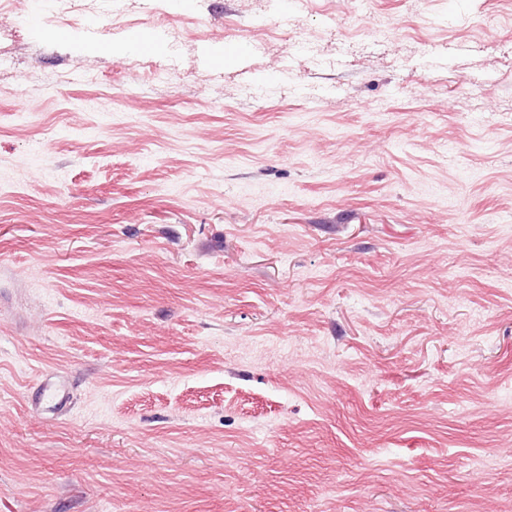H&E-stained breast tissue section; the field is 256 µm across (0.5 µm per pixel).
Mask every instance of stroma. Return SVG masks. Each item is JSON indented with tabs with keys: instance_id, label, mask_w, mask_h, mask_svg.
I'll return each mask as SVG.
<instances>
[{
	"instance_id": "stroma-1",
	"label": "stroma",
	"mask_w": 512,
	"mask_h": 512,
	"mask_svg": "<svg viewBox=\"0 0 512 512\" xmlns=\"http://www.w3.org/2000/svg\"><path fill=\"white\" fill-rule=\"evenodd\" d=\"M146 3L0 13V512H512V0Z\"/></svg>"
}]
</instances>
